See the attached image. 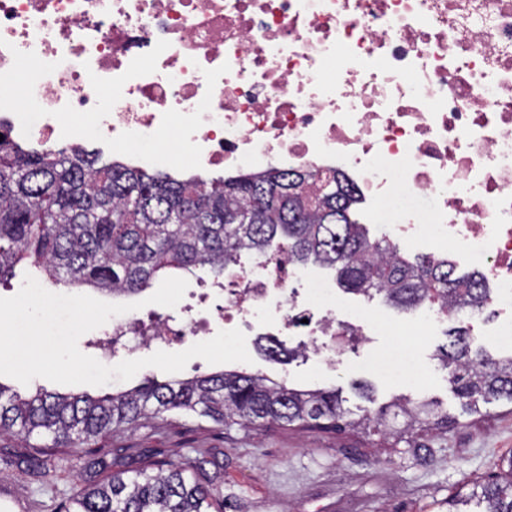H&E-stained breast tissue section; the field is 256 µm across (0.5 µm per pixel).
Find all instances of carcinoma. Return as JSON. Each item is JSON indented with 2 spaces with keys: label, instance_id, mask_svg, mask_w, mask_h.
<instances>
[{
  "label": "carcinoma",
  "instance_id": "obj_1",
  "mask_svg": "<svg viewBox=\"0 0 512 512\" xmlns=\"http://www.w3.org/2000/svg\"><path fill=\"white\" fill-rule=\"evenodd\" d=\"M0 282L28 263L52 284L138 294L168 269H203L215 277L245 252L288 249L299 264L336 271L350 293L383 295L394 307L437 304L457 312L483 308L489 288L480 272L459 274L446 258L409 256L386 238L370 240L353 219L359 203L342 176L272 168L210 181L148 173L80 149L27 151L0 127ZM439 361L469 414L479 403L512 401V355L494 361L472 350L469 331L453 323ZM348 422L384 442L407 434L441 435L457 420L427 400L405 399L378 411L370 386ZM168 413L218 426L259 430L330 428L352 415L334 389H301L258 373L224 370L188 379H147L128 390L23 397L0 384V435L46 438L26 459L39 468L53 448H76L82 469L101 477L81 486L65 512H224L216 492L221 467L199 458L186 470L147 460L124 469L126 449L95 448L96 438L136 428ZM448 512H512V458L492 482L448 497Z\"/></svg>",
  "mask_w": 512,
  "mask_h": 512
}]
</instances>
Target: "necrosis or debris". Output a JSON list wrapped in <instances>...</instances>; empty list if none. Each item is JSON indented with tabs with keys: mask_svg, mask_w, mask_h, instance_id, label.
Instances as JSON below:
<instances>
[{
	"mask_svg": "<svg viewBox=\"0 0 512 512\" xmlns=\"http://www.w3.org/2000/svg\"><path fill=\"white\" fill-rule=\"evenodd\" d=\"M162 39L156 71L126 82L104 136L153 133L167 110L190 114L210 97L191 137L203 171L344 175L361 223L409 253L481 257L496 334L512 346V0H0V73L16 49L57 65L34 88L48 111L30 134L42 149L61 139L54 110L96 105L91 76L123 74ZM225 63L208 87L205 70ZM214 310L228 330L269 320L305 337L327 365L337 337L375 331L365 309L337 303L335 281L284 249L227 264ZM212 318L125 313L94 346L131 358L207 335ZM362 366L417 375L398 344Z\"/></svg>",
	"mask_w": 512,
	"mask_h": 512,
	"instance_id": "4bbe7bcc",
	"label": "necrosis or debris"
}]
</instances>
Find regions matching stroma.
<instances>
[{"mask_svg": "<svg viewBox=\"0 0 512 512\" xmlns=\"http://www.w3.org/2000/svg\"><path fill=\"white\" fill-rule=\"evenodd\" d=\"M362 305L373 310L378 329L337 354L332 366L313 357L269 360L262 352L268 337L250 334L251 361L243 369L298 386L339 390L350 409L359 403L357 382L373 386L379 407L401 396L432 401L458 416L459 423L445 435L423 437L424 453L413 455L403 443L380 447L353 427L257 432L176 415L104 437L100 446L127 449L134 461L148 456L178 466L218 455L224 463V512H447L453 489L488 480L498 473L501 458L512 455V404L493 402L481 405L477 414L462 413L437 359L439 346L448 341L447 323H427L423 312L397 309L381 296ZM398 339L417 363V380H387L359 369L360 354ZM42 446L33 437H0V494L16 496L27 512H62L79 486L80 462L72 449L56 448L45 455L41 477L17 467L19 455Z\"/></svg>", "mask_w": 512, "mask_h": 512, "instance_id": "35a3bbf8", "label": "stroma"}]
</instances>
